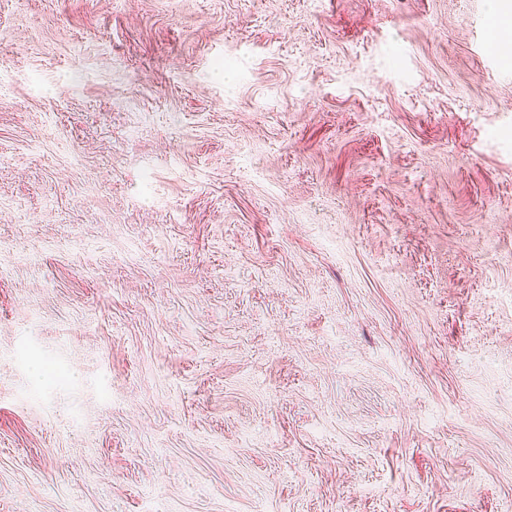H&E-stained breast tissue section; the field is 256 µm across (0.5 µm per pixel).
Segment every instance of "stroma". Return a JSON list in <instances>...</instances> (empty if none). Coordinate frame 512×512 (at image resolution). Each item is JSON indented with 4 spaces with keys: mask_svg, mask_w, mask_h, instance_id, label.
<instances>
[{
    "mask_svg": "<svg viewBox=\"0 0 512 512\" xmlns=\"http://www.w3.org/2000/svg\"><path fill=\"white\" fill-rule=\"evenodd\" d=\"M512 0H0V512H512Z\"/></svg>",
    "mask_w": 512,
    "mask_h": 512,
    "instance_id": "stroma-1",
    "label": "stroma"
}]
</instances>
